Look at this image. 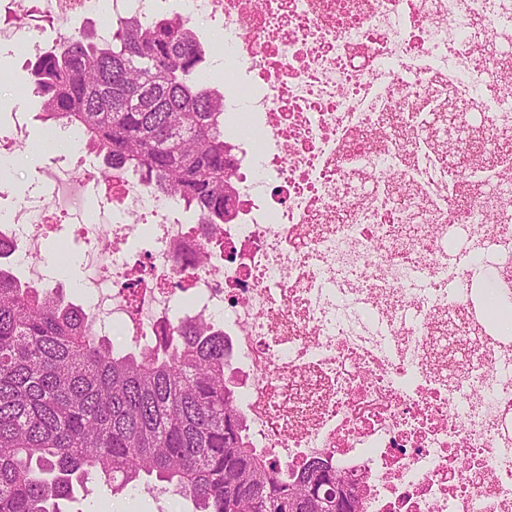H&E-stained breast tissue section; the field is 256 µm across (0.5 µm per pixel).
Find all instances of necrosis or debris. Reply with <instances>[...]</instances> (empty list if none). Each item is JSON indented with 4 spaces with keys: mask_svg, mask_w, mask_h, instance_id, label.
I'll return each instance as SVG.
<instances>
[{
    "mask_svg": "<svg viewBox=\"0 0 512 512\" xmlns=\"http://www.w3.org/2000/svg\"><path fill=\"white\" fill-rule=\"evenodd\" d=\"M103 1L148 15L144 0L42 13L62 24ZM217 14L224 108L246 100L260 133L231 138L233 223H202L119 168H62L52 200L12 208L0 248L41 286L28 258L46 212H72L98 246L81 284L94 331L141 347L175 323L222 324L254 447L284 469L332 460L360 479L363 512H512V332L487 323L476 282L512 298V196L482 190L512 168V80L494 51L512 0H179V17ZM452 96L482 140L451 163L427 120ZM100 181L111 213L82 210ZM144 232L151 249L132 248ZM143 264L153 283L133 300Z\"/></svg>",
    "mask_w": 512,
    "mask_h": 512,
    "instance_id": "4bbe7bcc",
    "label": "necrosis or debris"
}]
</instances>
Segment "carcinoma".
<instances>
[{
  "label": "carcinoma",
  "mask_w": 512,
  "mask_h": 512,
  "mask_svg": "<svg viewBox=\"0 0 512 512\" xmlns=\"http://www.w3.org/2000/svg\"><path fill=\"white\" fill-rule=\"evenodd\" d=\"M190 21L114 19L67 32L30 65L42 119L77 131L206 224L237 215L224 94L204 80ZM0 257V512H61L93 473L112 493L173 487L194 512H356L361 489L328 460L297 472L252 447L224 328L177 324L120 350L83 308L32 288Z\"/></svg>",
  "instance_id": "cac0c4a2"
}]
</instances>
